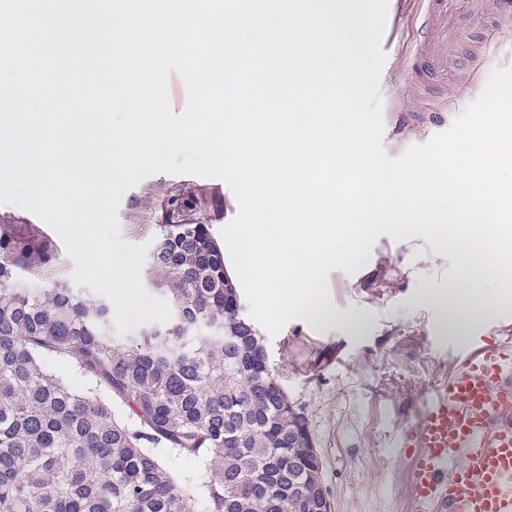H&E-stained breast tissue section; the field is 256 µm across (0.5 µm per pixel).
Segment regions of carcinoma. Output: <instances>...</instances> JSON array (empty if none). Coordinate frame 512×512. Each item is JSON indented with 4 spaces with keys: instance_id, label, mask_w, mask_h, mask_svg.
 I'll list each match as a JSON object with an SVG mask.
<instances>
[{
    "instance_id": "carcinoma-1",
    "label": "carcinoma",
    "mask_w": 512,
    "mask_h": 512,
    "mask_svg": "<svg viewBox=\"0 0 512 512\" xmlns=\"http://www.w3.org/2000/svg\"><path fill=\"white\" fill-rule=\"evenodd\" d=\"M149 256L171 319L112 335L111 304L63 282L36 288L55 247L0 224V512H189L155 448L201 465L208 512H311L319 472L306 421L274 379L195 198L168 201ZM74 363L78 393L44 358Z\"/></svg>"
}]
</instances>
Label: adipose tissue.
<instances>
[{
  "mask_svg": "<svg viewBox=\"0 0 512 512\" xmlns=\"http://www.w3.org/2000/svg\"><path fill=\"white\" fill-rule=\"evenodd\" d=\"M512 280V264L502 261L493 254L484 255L477 267L465 268L459 278L448 285L451 304L461 310L487 312L496 309L502 303L499 296L486 293L489 282H507Z\"/></svg>",
  "mask_w": 512,
  "mask_h": 512,
  "instance_id": "ef3b65f1",
  "label": "adipose tissue"
}]
</instances>
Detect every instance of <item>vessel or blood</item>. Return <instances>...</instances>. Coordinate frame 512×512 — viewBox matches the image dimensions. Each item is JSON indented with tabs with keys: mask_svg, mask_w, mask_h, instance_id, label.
<instances>
[{
	"mask_svg": "<svg viewBox=\"0 0 512 512\" xmlns=\"http://www.w3.org/2000/svg\"><path fill=\"white\" fill-rule=\"evenodd\" d=\"M430 36L420 57L427 81L448 68L456 22L485 0H425ZM419 512H512V339L473 345L425 394L403 435Z\"/></svg>",
	"mask_w": 512,
	"mask_h": 512,
	"instance_id": "b4317fda",
	"label": "vessel or blood"
}]
</instances>
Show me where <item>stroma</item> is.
<instances>
[{
  "mask_svg": "<svg viewBox=\"0 0 512 512\" xmlns=\"http://www.w3.org/2000/svg\"><path fill=\"white\" fill-rule=\"evenodd\" d=\"M421 0H391L393 39L380 77L383 148L390 157L426 143L482 92L490 72L512 66V14L501 19L493 57L475 65L474 38L485 20L471 17L460 26L451 51L445 85L425 84L414 58L420 48ZM194 196L212 236L237 213L231 189L221 180L159 173L121 198V238L142 243L166 220L171 196ZM465 265L462 256L437 253L424 237L394 241L381 235L368 263L354 274H328L329 307L362 322L354 330L336 324L320 328L290 321L265 338L275 379L305 413L322 459L323 481L332 512H413L406 471L408 460L397 443L416 423L430 386L447 377L473 339L500 335L512 322V284L493 283L490 293L506 296L490 314L465 317L449 335L441 298Z\"/></svg>",
  "mask_w": 512,
  "mask_h": 512,
  "instance_id": "1",
  "label": "stroma"
}]
</instances>
